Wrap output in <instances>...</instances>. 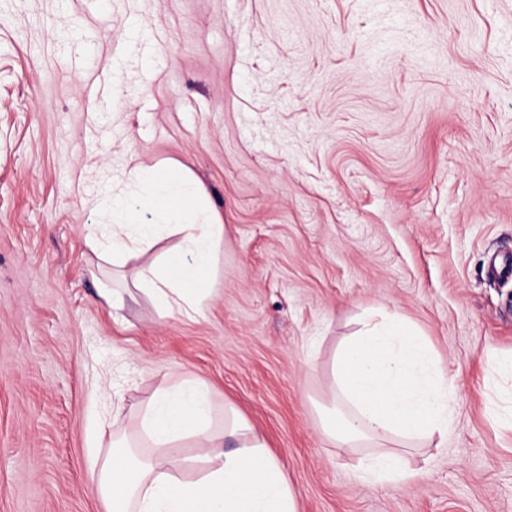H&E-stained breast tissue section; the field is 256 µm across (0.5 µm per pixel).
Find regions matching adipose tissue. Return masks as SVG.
I'll list each match as a JSON object with an SVG mask.
<instances>
[{
    "label": "adipose tissue",
    "instance_id": "1",
    "mask_svg": "<svg viewBox=\"0 0 512 512\" xmlns=\"http://www.w3.org/2000/svg\"><path fill=\"white\" fill-rule=\"evenodd\" d=\"M128 176L139 185L137 206L106 201L112 220L92 225L90 237L105 261L120 266L152 249L159 234L178 237L177 248L163 265L135 270L133 283L161 308L187 315L200 312L211 293L203 272L224 239L222 222L201 210L204 193L182 174L180 165L150 173L136 166ZM171 201L180 204L177 223L141 219L140 207L161 210ZM140 430L153 449L146 462H134L131 446L113 438L100 464L112 512H297L292 490L259 435L241 421L226 432L214 427L204 385L179 380L157 389L140 414ZM228 436L237 442L231 451L224 448ZM188 441L198 450L197 460L206 465L195 479L177 475ZM411 477L394 450L374 457L358 474L368 485L397 484Z\"/></svg>",
    "mask_w": 512,
    "mask_h": 512
}]
</instances>
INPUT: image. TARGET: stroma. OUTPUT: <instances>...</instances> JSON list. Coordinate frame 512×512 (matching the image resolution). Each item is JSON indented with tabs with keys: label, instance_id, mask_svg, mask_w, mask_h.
I'll return each instance as SVG.
<instances>
[{
	"label": "stroma",
	"instance_id": "35a3bbf8",
	"mask_svg": "<svg viewBox=\"0 0 512 512\" xmlns=\"http://www.w3.org/2000/svg\"><path fill=\"white\" fill-rule=\"evenodd\" d=\"M169 159L224 225L192 317L87 241ZM507 255L512 0H0V512H108L100 431L136 437L186 378L264 437L298 512H512ZM369 311L427 338L453 407L399 485L321 428Z\"/></svg>",
	"mask_w": 512,
	"mask_h": 512
}]
</instances>
